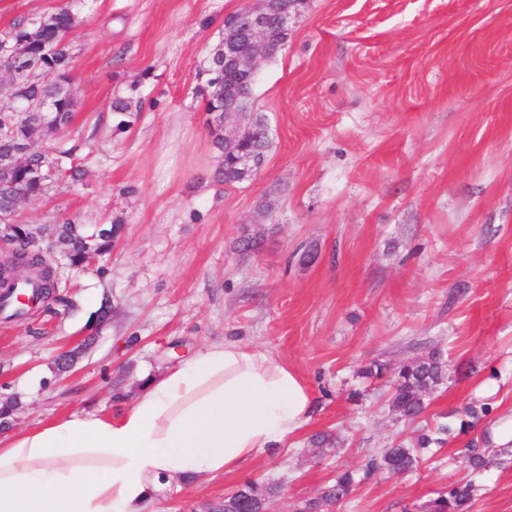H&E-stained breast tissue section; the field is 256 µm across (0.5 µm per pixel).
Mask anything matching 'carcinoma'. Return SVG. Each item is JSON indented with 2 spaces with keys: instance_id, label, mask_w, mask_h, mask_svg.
Instances as JSON below:
<instances>
[{
  "instance_id": "cac0c4a2",
  "label": "carcinoma",
  "mask_w": 512,
  "mask_h": 512,
  "mask_svg": "<svg viewBox=\"0 0 512 512\" xmlns=\"http://www.w3.org/2000/svg\"><path fill=\"white\" fill-rule=\"evenodd\" d=\"M78 26V18L70 8H62L41 16L33 23L18 21L0 38L23 43V57L0 56V73L19 83L26 98L33 102L48 100L53 103L51 119L58 130H67L76 117L78 101L70 90L71 56L66 38ZM207 87L224 85V52L213 48L207 67ZM111 111L121 116L118 126L128 125L127 117L139 111V102L131 97H117L112 100ZM256 123L262 127L247 149L259 156H265L269 142L263 126L265 117L257 116ZM11 126L7 135L0 134V158L16 151L19 144L35 141L40 136V123L36 118L20 112L0 111V127ZM47 150L34 152L25 165L7 172L0 171V218L7 220L17 217V203L22 197L38 198L45 191V183L32 176V167L51 163ZM56 237L65 241L68 252L67 264L76 269L85 266L86 254L84 236L72 222H65L56 228ZM38 267V274L22 279L0 282V286L12 290L20 285L33 286L32 294L43 300L56 298L59 281L39 255H26L14 251L6 258V264L13 262ZM448 361L430 346L423 347L420 355L394 367L385 362L374 361L366 374L378 379L387 378L390 388V409L396 419L413 422L420 418L426 408V398L448 381ZM493 412L491 403L473 400L465 407L452 413L453 421L439 422L428 429H420L410 442H400L383 452L370 457L361 474L342 471L323 488L320 499L307 501L295 512H315L320 506H331L347 499L356 484L370 479L377 473L405 474L414 471L424 460L433 457L446 443V436L452 432L475 436L461 448V454L472 472L479 473L493 464L502 465L512 453L501 448H489L487 419ZM482 486L475 480H461L445 492L428 499L421 512H469L474 501L480 496ZM278 493L276 485H260L247 481L237 491L224 498L221 504L209 508V512H254L258 502H267Z\"/></svg>"
}]
</instances>
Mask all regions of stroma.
<instances>
[{"instance_id": "stroma-1", "label": "stroma", "mask_w": 512, "mask_h": 512, "mask_svg": "<svg viewBox=\"0 0 512 512\" xmlns=\"http://www.w3.org/2000/svg\"><path fill=\"white\" fill-rule=\"evenodd\" d=\"M246 0H0V34L61 7L80 181L21 201L30 224L117 226L110 251L65 271L72 307L0 316V399L13 430L116 413L178 355L226 338L295 369L315 401L291 447L203 484L174 481L157 512H206L246 480L274 482L268 512L320 496L337 471L412 436L373 361L441 348L456 374L423 420L480 397L512 413V0H305L260 68L272 136L250 182L216 181L201 94L226 16ZM133 96L129 128L110 110ZM256 252H241L244 232ZM111 312L97 320L102 302ZM77 351L60 371L58 355ZM340 435L319 448L316 434ZM448 443L414 473H381L327 512H417L475 476L471 512H512V468L472 474Z\"/></svg>"}]
</instances>
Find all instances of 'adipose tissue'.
Returning <instances> with one entry per match:
<instances>
[{
  "mask_svg": "<svg viewBox=\"0 0 512 512\" xmlns=\"http://www.w3.org/2000/svg\"><path fill=\"white\" fill-rule=\"evenodd\" d=\"M312 408L288 364L212 342L118 415L71 413L0 439V512H153L171 480L203 481L287 447Z\"/></svg>",
  "mask_w": 512,
  "mask_h": 512,
  "instance_id": "obj_1",
  "label": "adipose tissue"
}]
</instances>
